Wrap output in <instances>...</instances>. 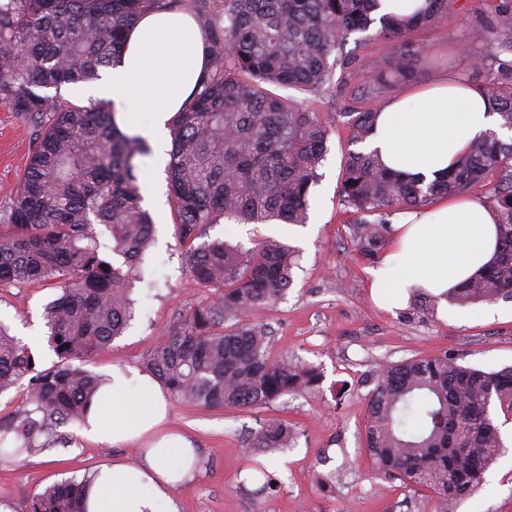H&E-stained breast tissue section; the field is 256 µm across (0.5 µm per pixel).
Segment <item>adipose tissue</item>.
Wrapping results in <instances>:
<instances>
[{
	"mask_svg": "<svg viewBox=\"0 0 512 512\" xmlns=\"http://www.w3.org/2000/svg\"><path fill=\"white\" fill-rule=\"evenodd\" d=\"M201 25L179 11H154L132 28L121 64L82 96L121 104V122L166 156L169 125L206 70ZM370 148L391 170L433 180L488 130L495 117L486 96L466 81L444 77L380 104ZM496 218L469 200L442 202L401 216L394 243L374 274L378 300L403 303L414 288L441 294L494 256ZM168 405L154 376L113 368L112 382L92 400L82 438L103 447L142 448L138 461L103 465L86 494V512H178L174 494L199 471L192 440L168 429Z\"/></svg>",
	"mask_w": 512,
	"mask_h": 512,
	"instance_id": "1",
	"label": "adipose tissue"
}]
</instances>
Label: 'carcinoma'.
Returning <instances> with one entry per match:
<instances>
[{"instance_id": "carcinoma-1", "label": "carcinoma", "mask_w": 512, "mask_h": 512, "mask_svg": "<svg viewBox=\"0 0 512 512\" xmlns=\"http://www.w3.org/2000/svg\"><path fill=\"white\" fill-rule=\"evenodd\" d=\"M453 0H428L415 15L372 17L376 0H8L0 4V105L33 127L28 165L0 224V286L57 281L62 294L45 309L46 342L57 361L36 369L29 344L0 325V392L28 379L25 404L0 418V459L66 445L63 428L83 420L103 378L86 368L130 321L135 283L153 241L135 174L146 141L123 132L115 109L75 104L41 89L99 79L121 63L126 32L153 10L189 12L204 28L210 68L172 122L168 185L174 235L200 287L177 314L165 341L143 361L177 400L249 410L285 396L321 391L324 371L297 357L274 359L267 328L252 321L293 285V250L267 240L244 250L208 239L220 219L243 224L306 222L312 187L328 152L331 127L272 88L320 95L331 85L350 35L379 23L391 52L375 64L374 94L416 82L422 49L415 30L448 13ZM487 31L512 52V0L493 5ZM501 129L512 131V64L478 85ZM375 107L350 113L349 140L367 142ZM485 189L498 217L494 260L446 298L460 305L512 298V140L486 132L448 175L423 185L386 169L369 152L348 153L339 196L359 222L362 257L386 245L394 211L420 209ZM112 235L99 253L97 226ZM367 395L365 450L376 474L431 493L434 512L485 482L505 448L492 401L512 410V367L483 370L452 354L380 363ZM288 421L262 422L246 448L259 484L278 491L258 456L292 447ZM89 475L34 494L27 512H85Z\"/></svg>"}]
</instances>
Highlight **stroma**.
Here are the masks:
<instances>
[{
    "label": "stroma",
    "mask_w": 512,
    "mask_h": 512,
    "mask_svg": "<svg viewBox=\"0 0 512 512\" xmlns=\"http://www.w3.org/2000/svg\"><path fill=\"white\" fill-rule=\"evenodd\" d=\"M489 10L488 0H455L446 18L414 33L423 48L415 89L444 75L482 84L493 74L492 63L512 61V53L485 31ZM345 50L350 63L336 68L333 89L306 99L332 126L323 177L311 191L307 223L238 224L223 219L209 230L211 238L246 249L274 240L295 250L297 266L286 299L257 319L271 330L272 357L294 355L323 367V391L250 410L171 401L170 423L189 434L200 459L199 473L176 494L179 512H433L432 500L418 489L372 476L363 435L366 396L374 386L372 369L383 361L446 352L484 370L512 365V300L459 306L441 299L421 311L408 303L383 309L372 298L370 283L381 261L360 255L351 231L358 216L342 204L338 185L351 149L347 115L376 85L372 63L388 56L391 45L370 29L352 33ZM481 60L486 68H478ZM31 148V126L0 106V217ZM137 174L153 186L142 206L153 219L154 241L143 279L133 292V320L111 349L93 357L89 365L101 375L116 365L141 369L177 313L199 296L174 237L165 167L146 162ZM60 293L52 282L0 287V323L20 338L26 330L43 329L44 307ZM494 414L505 449L483 486L462 500L457 512H512V413L498 408ZM273 417L295 423L299 437L294 448L266 457L281 483L279 491L271 497L251 495L239 488L248 436ZM138 455L135 448H100L76 437L69 446L21 462L0 460V504L9 512H27L31 496L45 486L82 477L113 458L134 460ZM330 472L336 475L335 485L322 489L318 477Z\"/></svg>",
    "instance_id": "1"
}]
</instances>
